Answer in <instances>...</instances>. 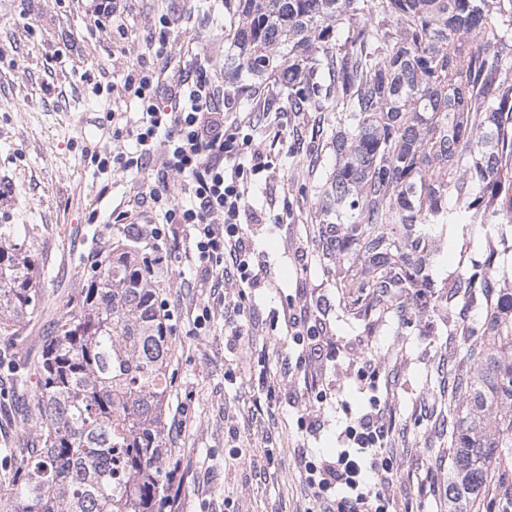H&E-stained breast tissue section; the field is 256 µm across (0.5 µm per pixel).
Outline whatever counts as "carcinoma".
I'll use <instances>...</instances> for the list:
<instances>
[{"mask_svg": "<svg viewBox=\"0 0 512 512\" xmlns=\"http://www.w3.org/2000/svg\"><path fill=\"white\" fill-rule=\"evenodd\" d=\"M233 43L224 77L331 114L306 148L310 223L349 317L448 313L449 512H489L512 495V0H238ZM447 225L482 260L435 295L425 265ZM36 234L0 224V336L18 342L41 302ZM171 348L156 278L135 241L113 242L38 361L41 446L3 448L7 512H179Z\"/></svg>", "mask_w": 512, "mask_h": 512, "instance_id": "cac0c4a2", "label": "carcinoma"}]
</instances>
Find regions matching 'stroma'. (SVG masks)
Wrapping results in <instances>:
<instances>
[{"mask_svg":"<svg viewBox=\"0 0 512 512\" xmlns=\"http://www.w3.org/2000/svg\"><path fill=\"white\" fill-rule=\"evenodd\" d=\"M88 4L0 0V224L39 225L34 247L46 259L41 313L26 323L23 347L13 349L0 338V439H37L33 392L15 389L12 379L32 373L58 308L83 287L94 255L92 239L123 238V225L111 219L113 209L150 214L139 179L101 178L89 158L90 152L111 150L115 129L131 130L139 121L140 102L123 85L138 59L152 57L148 33L167 19L174 74L202 62L213 64L216 76L223 77L224 61L235 52L228 33L236 0H122L120 36L106 29L91 32ZM276 106L279 115L258 112L252 130L273 161L258 200L261 216L243 218L273 263L274 285L258 290L259 307L243 320V340L230 344L224 337L222 298L236 296V289L202 287L177 256L168 257L158 272L160 296L174 316L175 381L166 432L185 473L180 512H317L296 465L301 420L314 405L302 374L289 366L297 350L284 348L273 329L275 312L300 289L320 306L340 349L336 362L311 367L336 397L312 446L333 453L342 406L357 410L364 404L352 360L378 356L382 379L395 381L398 390L389 455L394 472L405 478L402 501L411 512H448V437L426 420L433 391L429 377L448 354L445 318L435 313L400 330L385 326L368 332L343 313L324 265L316 261L303 272L288 258L310 207L306 156L297 143L309 138L317 115L290 114L283 97ZM286 197L295 222L273 226ZM479 257L475 246L450 229L427 273L439 284L456 273L461 260ZM205 302L211 319L198 330L193 320ZM263 377L274 383L278 397L261 406ZM429 471L435 477L431 489L421 484Z\"/></svg>","mask_w":512,"mask_h":512,"instance_id":"35a3bbf8","label":"stroma"}]
</instances>
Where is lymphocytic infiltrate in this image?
I'll use <instances>...</instances> for the list:
<instances>
[{"label": "lymphocytic infiltrate", "instance_id": "1", "mask_svg": "<svg viewBox=\"0 0 512 512\" xmlns=\"http://www.w3.org/2000/svg\"><path fill=\"white\" fill-rule=\"evenodd\" d=\"M168 45L166 30L152 32V62H138L125 79V90L134 92L142 105L135 151L121 146L117 130V146L91 159L100 174L129 173L141 179L156 217L152 227L142 230L124 211L115 219L136 235L148 273L164 263L160 250L166 245L183 251L203 282L219 275L238 288L239 299L224 318L225 331L238 341L248 289L271 277L268 261L241 222L252 208L251 178L268 170L270 162L248 133L251 113H225L224 86L209 69L168 76ZM155 156L162 169L147 173ZM283 320L289 338L302 348L297 368L335 360L329 326L311 307L289 304ZM380 377L378 360H360L356 382L368 393L369 405L348 418L334 456H316L305 444L299 449L298 464L321 512H393L397 506L399 480L389 457L394 427L385 420L394 403L381 391Z\"/></svg>", "mask_w": 512, "mask_h": 512}]
</instances>
